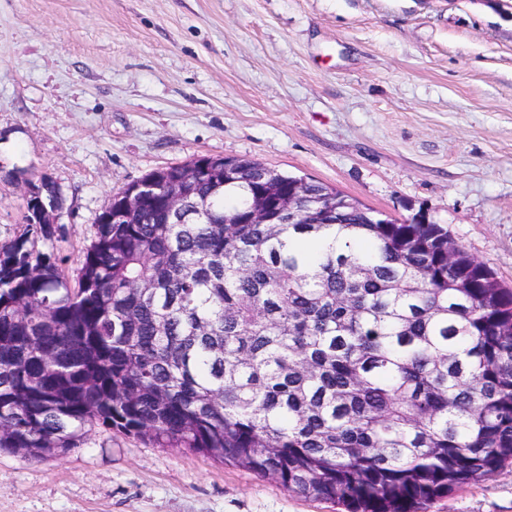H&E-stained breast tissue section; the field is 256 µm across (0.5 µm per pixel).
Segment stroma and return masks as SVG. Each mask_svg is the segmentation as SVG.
<instances>
[{"instance_id":"stroma-1","label":"stroma","mask_w":512,"mask_h":512,"mask_svg":"<svg viewBox=\"0 0 512 512\" xmlns=\"http://www.w3.org/2000/svg\"><path fill=\"white\" fill-rule=\"evenodd\" d=\"M236 156L398 220L425 211L512 288V8L504 0H0V168L46 176L75 273L114 193ZM26 200L0 180V242ZM0 512H343L114 431L0 450ZM427 512H512V464Z\"/></svg>"}]
</instances>
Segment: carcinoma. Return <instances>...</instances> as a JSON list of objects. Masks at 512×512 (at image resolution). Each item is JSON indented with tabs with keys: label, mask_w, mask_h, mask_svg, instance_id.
<instances>
[{
	"label": "carcinoma",
	"mask_w": 512,
	"mask_h": 512,
	"mask_svg": "<svg viewBox=\"0 0 512 512\" xmlns=\"http://www.w3.org/2000/svg\"><path fill=\"white\" fill-rule=\"evenodd\" d=\"M221 166L193 188L204 224L153 202L124 224L114 198L73 281L47 216L0 243V450L45 459L101 427L346 512H422L512 463V289L444 225L360 202L250 224Z\"/></svg>",
	"instance_id": "1"
}]
</instances>
